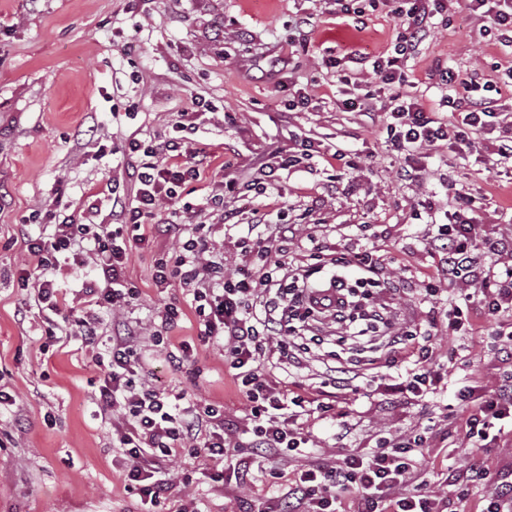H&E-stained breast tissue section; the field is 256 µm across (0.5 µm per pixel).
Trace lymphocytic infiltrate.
<instances>
[{
    "label": "lymphocytic infiltrate",
    "instance_id": "obj_1",
    "mask_svg": "<svg viewBox=\"0 0 512 512\" xmlns=\"http://www.w3.org/2000/svg\"><path fill=\"white\" fill-rule=\"evenodd\" d=\"M387 2L391 14L404 19L407 28L393 52L371 58L375 89L361 91L350 69L341 67L337 73L346 110L384 112L387 137L405 154L407 166L398 172L404 180L411 177L412 166L440 143L452 150H473V132L486 129L494 112L478 98L479 83L451 67L441 71L440 79L450 90L444 103L459 113L458 121L434 117L405 90V63L428 36L429 19L449 12L458 0ZM467 8L481 20L485 34L503 38L512 34V0H467ZM175 129L176 137L159 143L129 141V154L140 158L137 189L131 198L114 197L110 221L87 224L71 217L54 225L49 234L22 238L23 250L36 258L37 265L34 271H23L20 280L34 290L46 336L62 333L95 347L102 314L122 317L108 349L96 358L101 374L95 400L109 419L112 451L129 487L138 491L145 512H157L167 500L171 485L165 475L175 458L203 455L229 462L227 450L243 431L252 434L257 455L270 462V478H285L283 465L294 466L292 478H287L288 491L277 499L275 512H347L346 499L351 495L366 503L387 498L390 512H441L445 487L463 478L487 482V473L472 466L461 475L446 474L438 487L408 493L416 479L412 456L427 444L422 434H391L370 452L338 463L307 461L309 440L296 421L309 400L292 392L277 373L289 370L298 354H310L318 343L312 316L335 311L341 326L337 345H345L352 337L383 335L391 349L409 345L412 355L423 361L434 352L432 336L394 328L383 314L376 298L390 289L391 278L373 251L354 253L350 259V266L357 270L354 281L339 278L325 288L311 284L310 270L273 256L279 234L294 230L282 211L274 224L268 223L264 213L254 212L246 230H234L238 263L233 272H225L223 246L217 245L205 222L191 220V206L180 202L182 185L197 177L205 161L188 139L195 129L189 113H181ZM482 232L476 217L464 211L438 223L425 243L439 257L436 274L425 290L433 297L439 283L470 277L483 296L487 318L495 324V336L507 349L512 347V265L491 274L476 269L472 252L482 242L492 254L512 255V238H486ZM163 234L171 237L172 246L157 259L153 284L161 290L181 288L191 298L200 337L221 341L236 388L250 404L246 425L227 421L223 407L195 403L184 393L136 382L141 368L137 346L163 345L183 314L181 307L165 305L158 313L159 324L146 336L130 316L140 297L127 273L130 254L154 245ZM65 266H89L95 272L81 282L82 308L68 306L67 294L57 280ZM508 423H512V384L502 383L475 398L467 424L480 445L497 441V428Z\"/></svg>",
    "mask_w": 512,
    "mask_h": 512
}]
</instances>
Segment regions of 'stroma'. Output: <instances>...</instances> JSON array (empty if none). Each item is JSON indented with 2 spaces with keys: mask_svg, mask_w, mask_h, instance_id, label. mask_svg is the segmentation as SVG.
Segmentation results:
<instances>
[{
  "mask_svg": "<svg viewBox=\"0 0 512 512\" xmlns=\"http://www.w3.org/2000/svg\"><path fill=\"white\" fill-rule=\"evenodd\" d=\"M335 10L334 0H0V387L17 400L0 414V512L142 510L112 460L110 426L94 397L100 369L92 349L47 339L36 312L17 316L29 298L19 281L29 261L19 240L43 232L52 217L107 218L112 180L126 195L136 191L127 142L172 136L184 112L195 115V146L208 162L183 185L182 201L201 208L221 182L262 176L263 165L310 138L318 153L276 171L275 190L240 197V221L249 222L261 206L270 214L289 207L299 230L283 241L288 259L316 269L322 282L334 272L330 259L374 250L392 277L382 296L387 311L435 335L436 391L420 401L399 387L414 366L409 350L390 355L382 338L373 351L384 379L369 370L332 382L329 368L346 369V355L333 325L324 326L320 358L293 372L301 393L328 408L306 424L315 457L366 453L388 434L425 428L430 440L417 459L419 480L433 483L448 467L475 463L492 481H512V432L495 447H472L460 399L469 386L497 387L512 365L499 359L481 293L461 304L472 331H449L447 289L433 297L425 292L434 260L423 244L433 208H472L490 236L511 237L512 162L498 161L491 135L483 134V153L461 158L442 146L413 179H398L404 157L387 139L384 113L344 111L327 62L352 50L362 57L392 50L405 22L381 2L366 7L362 27L350 17L336 23ZM301 17L312 23L311 37L296 27ZM510 60L512 46L483 35L461 4L448 22L435 23L409 60L410 93L448 120L442 68L482 82ZM301 88L313 97L309 111L289 110V91ZM337 151L367 160L345 171L332 158ZM169 246L162 240L133 250L128 264L141 290L134 316L147 328L164 304L187 310L190 303L180 288L161 292L153 285L154 259ZM185 350L190 370L175 371L170 357ZM144 362L154 387L243 417L222 345L201 340L188 311ZM333 409L346 414V437L338 435ZM233 455L234 470L204 456L181 458L169 474L170 512L190 496L206 512H261L268 499L287 492L286 480L262 477L253 449Z\"/></svg>",
  "mask_w": 512,
  "mask_h": 512,
  "instance_id": "obj_1",
  "label": "stroma"
}]
</instances>
